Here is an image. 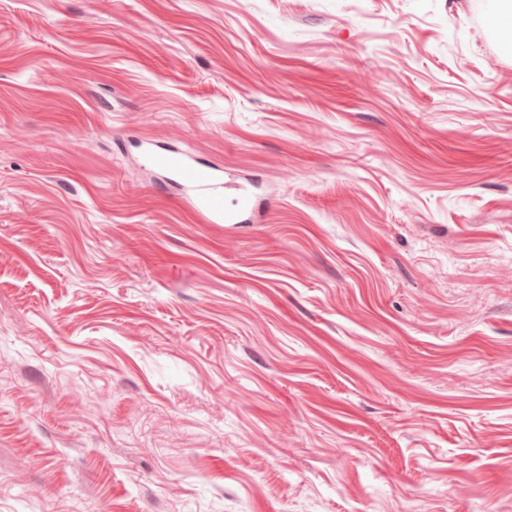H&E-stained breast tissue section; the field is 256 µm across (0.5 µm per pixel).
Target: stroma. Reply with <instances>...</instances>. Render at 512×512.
I'll list each match as a JSON object with an SVG mask.
<instances>
[{
	"instance_id": "35a3bbf8",
	"label": "stroma",
	"mask_w": 512,
	"mask_h": 512,
	"mask_svg": "<svg viewBox=\"0 0 512 512\" xmlns=\"http://www.w3.org/2000/svg\"><path fill=\"white\" fill-rule=\"evenodd\" d=\"M492 8L0 0V512H512ZM142 155L147 166L188 189L193 209L214 223L231 220L250 207V197L246 192L238 194L234 201L235 210L229 211L224 207V188L229 185L231 178L223 170L156 148L152 143L144 145Z\"/></svg>"
}]
</instances>
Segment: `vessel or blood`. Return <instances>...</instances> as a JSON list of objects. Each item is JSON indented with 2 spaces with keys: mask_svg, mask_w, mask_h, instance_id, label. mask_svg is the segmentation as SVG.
<instances>
[{
  "mask_svg": "<svg viewBox=\"0 0 512 512\" xmlns=\"http://www.w3.org/2000/svg\"><path fill=\"white\" fill-rule=\"evenodd\" d=\"M143 160L147 166L158 171L168 180L188 189L194 210L221 223L233 219L235 213L246 211L250 204L247 193H239L234 209L224 205V190L231 178L223 170L205 166L189 157L145 144Z\"/></svg>",
  "mask_w": 512,
  "mask_h": 512,
  "instance_id": "1",
  "label": "vessel or blood"
}]
</instances>
